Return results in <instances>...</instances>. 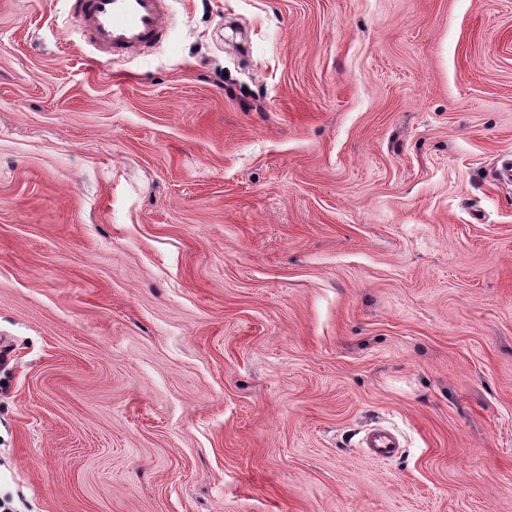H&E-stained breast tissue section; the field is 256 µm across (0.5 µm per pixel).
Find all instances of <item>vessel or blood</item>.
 Wrapping results in <instances>:
<instances>
[{"mask_svg": "<svg viewBox=\"0 0 512 512\" xmlns=\"http://www.w3.org/2000/svg\"><path fill=\"white\" fill-rule=\"evenodd\" d=\"M166 6L167 0H73L71 10L96 51L123 60L162 36ZM365 446L375 458L387 459L398 442L390 431L378 429L367 435Z\"/></svg>", "mask_w": 512, "mask_h": 512, "instance_id": "b4317fda", "label": "vessel or blood"}]
</instances>
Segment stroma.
Masks as SVG:
<instances>
[{"instance_id":"stroma-1","label":"stroma","mask_w":512,"mask_h":512,"mask_svg":"<svg viewBox=\"0 0 512 512\" xmlns=\"http://www.w3.org/2000/svg\"><path fill=\"white\" fill-rule=\"evenodd\" d=\"M71 3L0 0V498L512 512V0ZM167 0H73L71 10L90 45L109 60L148 49L165 29ZM369 453L378 459H388L393 456L399 447L395 436L386 429H378L369 433L365 440V445Z\"/></svg>"}]
</instances>
